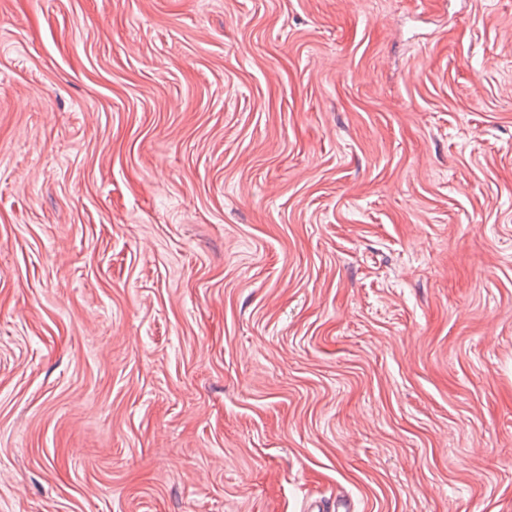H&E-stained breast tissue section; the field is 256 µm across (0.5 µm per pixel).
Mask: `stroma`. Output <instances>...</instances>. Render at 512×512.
Returning a JSON list of instances; mask_svg holds the SVG:
<instances>
[{
	"instance_id": "1",
	"label": "stroma",
	"mask_w": 512,
	"mask_h": 512,
	"mask_svg": "<svg viewBox=\"0 0 512 512\" xmlns=\"http://www.w3.org/2000/svg\"><path fill=\"white\" fill-rule=\"evenodd\" d=\"M512 512V0H0V512Z\"/></svg>"
}]
</instances>
